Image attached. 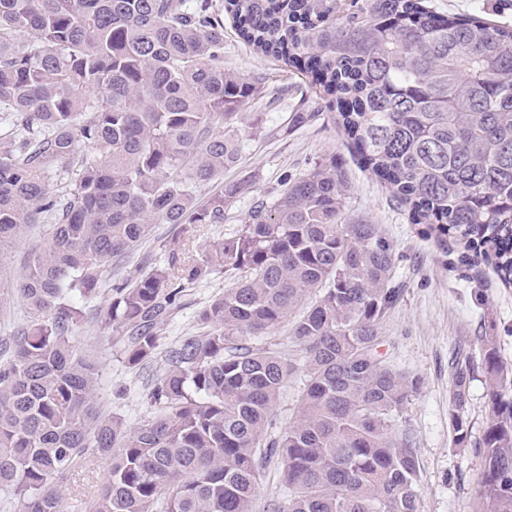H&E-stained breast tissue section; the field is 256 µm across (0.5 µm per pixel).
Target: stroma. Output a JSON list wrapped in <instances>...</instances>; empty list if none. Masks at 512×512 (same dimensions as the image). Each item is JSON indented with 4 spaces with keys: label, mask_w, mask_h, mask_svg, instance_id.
<instances>
[{
    "label": "stroma",
    "mask_w": 512,
    "mask_h": 512,
    "mask_svg": "<svg viewBox=\"0 0 512 512\" xmlns=\"http://www.w3.org/2000/svg\"><path fill=\"white\" fill-rule=\"evenodd\" d=\"M435 11L476 14L512 26V0H430ZM224 67L263 86L261 99L238 118L243 135L236 165L225 172L228 182L248 181L250 189L224 214L220 224L196 226L180 247L198 255L209 245L240 229L248 210L259 200H272L287 178L335 157L347 183L343 215L350 221L378 225L395 252L394 281L403 295L383 324L381 350L395 369L419 376L420 390L406 403L400 420L409 429L420 463L419 512H480L477 483L484 470L478 448L488 418L486 377L480 368V339L495 337L500 355L512 366V288L502 287L492 269L472 264L462 242L439 237L428 225L413 223L381 180L359 164L355 151L324 100L303 84L293 67L256 55L238 36L232 20L224 22ZM296 112L313 113L311 122L293 125ZM37 224L22 239L0 251V294L10 293L29 254L50 232ZM222 271L186 288L173 318L158 330L159 347L197 329V315L229 287ZM77 340L97 360L100 395L108 413L130 423L149 410L144 370L129 367L121 345L101 323H88ZM469 353L477 368L469 388L472 437L464 448L452 443L449 408L454 385L452 361ZM104 461L87 468L83 479L58 486L63 512H79L85 493L94 491L106 474Z\"/></svg>",
    "instance_id": "obj_1"
}]
</instances>
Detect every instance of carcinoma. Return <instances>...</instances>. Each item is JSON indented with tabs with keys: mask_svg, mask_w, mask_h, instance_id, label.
<instances>
[{
	"mask_svg": "<svg viewBox=\"0 0 512 512\" xmlns=\"http://www.w3.org/2000/svg\"><path fill=\"white\" fill-rule=\"evenodd\" d=\"M226 13L254 50L311 77L414 223L512 284L511 27L426 0H0V250L52 221L15 282L23 324L0 338V494L14 512H62L59 480L92 459L107 472L84 512H254L275 458L283 494L266 512H418L399 418L422 381L380 353L400 295L393 248L377 225L342 219L336 159L286 181L204 256L173 247L103 287L150 225L179 237L222 224L248 192L224 183L242 143L230 121L263 87L224 70ZM74 163L65 193L51 191V172ZM217 267L232 287L159 354L179 294ZM107 296L125 362L151 369L135 425L105 411L97 361L75 343L86 305ZM285 323L296 359L254 341ZM481 357L478 495L484 512H512V376L494 337ZM472 366L458 364L450 395L457 447L471 438ZM298 371L297 416L279 429ZM303 375L297 372L293 375L281 390L280 398L276 408L278 425L285 427L296 414L298 398L303 388Z\"/></svg>",
	"mask_w": 512,
	"mask_h": 512,
	"instance_id": "1",
	"label": "carcinoma"
}]
</instances>
